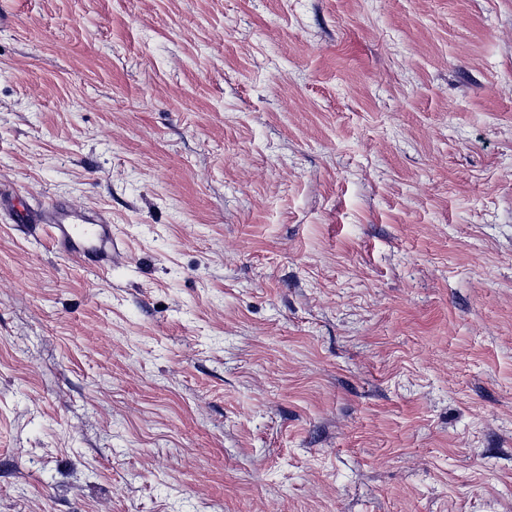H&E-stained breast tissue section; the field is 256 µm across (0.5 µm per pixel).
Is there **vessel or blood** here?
I'll use <instances>...</instances> for the list:
<instances>
[{"instance_id":"b4317fda","label":"vessel or blood","mask_w":512,"mask_h":512,"mask_svg":"<svg viewBox=\"0 0 512 512\" xmlns=\"http://www.w3.org/2000/svg\"><path fill=\"white\" fill-rule=\"evenodd\" d=\"M20 214L26 223L49 226L50 247L58 253L103 259L112 249V226L102 215L72 211L59 200L46 210L24 208Z\"/></svg>"}]
</instances>
